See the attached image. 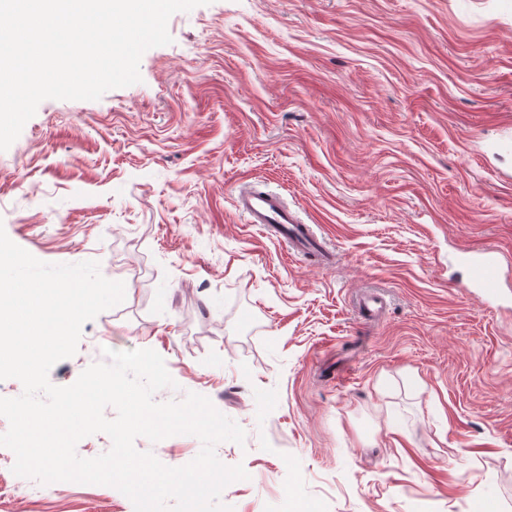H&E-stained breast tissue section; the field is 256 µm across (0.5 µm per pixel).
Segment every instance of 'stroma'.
I'll use <instances>...</instances> for the list:
<instances>
[{"instance_id": "1", "label": "stroma", "mask_w": 512, "mask_h": 512, "mask_svg": "<svg viewBox=\"0 0 512 512\" xmlns=\"http://www.w3.org/2000/svg\"><path fill=\"white\" fill-rule=\"evenodd\" d=\"M168 31L140 83L43 100L0 152L10 240L126 288L50 382L155 350L176 383L156 402L198 393L246 432L216 447L248 474L233 512H512V309L451 286L460 250L512 255V0H213ZM245 183L332 264L245 224ZM7 452L0 512H134L96 484L21 502Z\"/></svg>"}]
</instances>
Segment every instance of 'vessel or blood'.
<instances>
[{"instance_id": "b4317fda", "label": "vessel or blood", "mask_w": 512, "mask_h": 512, "mask_svg": "<svg viewBox=\"0 0 512 512\" xmlns=\"http://www.w3.org/2000/svg\"><path fill=\"white\" fill-rule=\"evenodd\" d=\"M238 212L247 223L287 242L296 252L323 253L324 244L310 225L301 223L281 195L254 189L241 190L236 199ZM461 262L467 271L459 282L461 292L479 295L486 303L501 301L512 284V257L492 247L464 251Z\"/></svg>"}]
</instances>
